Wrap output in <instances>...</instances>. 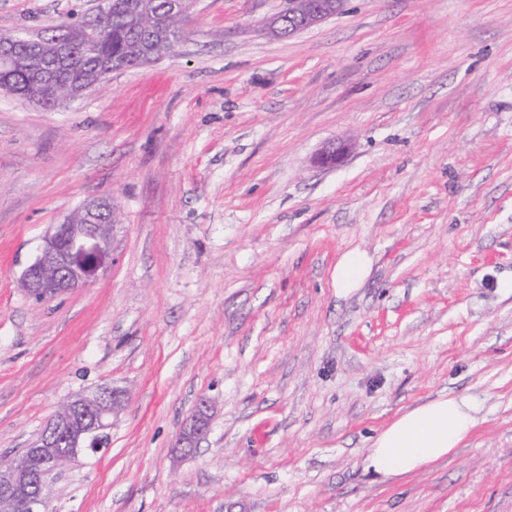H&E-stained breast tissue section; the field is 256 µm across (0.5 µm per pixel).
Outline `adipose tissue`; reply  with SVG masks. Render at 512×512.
<instances>
[{"instance_id":"obj_1","label":"adipose tissue","mask_w":512,"mask_h":512,"mask_svg":"<svg viewBox=\"0 0 512 512\" xmlns=\"http://www.w3.org/2000/svg\"><path fill=\"white\" fill-rule=\"evenodd\" d=\"M477 424L473 409L452 396H441L407 410L374 438L368 462L379 475L417 472L448 456Z\"/></svg>"}]
</instances>
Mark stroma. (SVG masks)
Listing matches in <instances>:
<instances>
[{"mask_svg":"<svg viewBox=\"0 0 512 512\" xmlns=\"http://www.w3.org/2000/svg\"><path fill=\"white\" fill-rule=\"evenodd\" d=\"M103 4L0 0V35ZM286 6L197 0L172 51L55 110L0 94V457L68 396L128 392L49 512H512V0H345L278 37ZM101 195L113 263L29 297L44 236ZM448 394L476 410L459 448L368 468ZM370 260L366 253L354 249L344 253L336 263V287L348 293L356 288L369 271ZM212 403L209 398H201L185 418L176 439L175 448L184 455L193 453L207 434L211 419ZM183 448L185 451H181ZM187 450V451H186Z\"/></svg>","mask_w":512,"mask_h":512,"instance_id":"1","label":"stroma"}]
</instances>
